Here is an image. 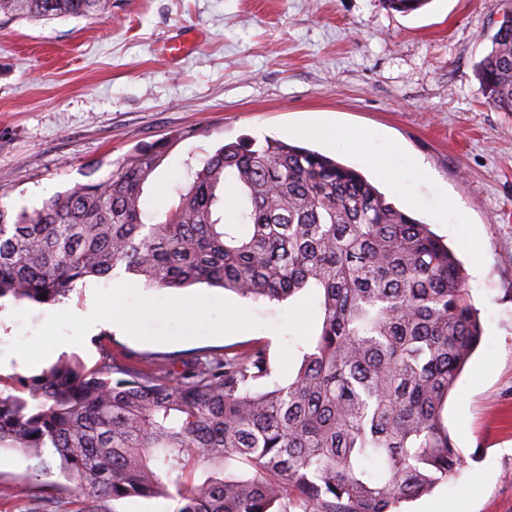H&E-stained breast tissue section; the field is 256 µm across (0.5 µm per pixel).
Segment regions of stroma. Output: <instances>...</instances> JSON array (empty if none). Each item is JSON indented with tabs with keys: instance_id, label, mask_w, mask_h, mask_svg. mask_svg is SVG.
I'll return each mask as SVG.
<instances>
[{
	"instance_id": "1",
	"label": "stroma",
	"mask_w": 512,
	"mask_h": 512,
	"mask_svg": "<svg viewBox=\"0 0 512 512\" xmlns=\"http://www.w3.org/2000/svg\"><path fill=\"white\" fill-rule=\"evenodd\" d=\"M494 0H430L404 15L383 0H112L102 20L0 15V199L32 207L108 175L136 146L188 130L145 190L162 214L187 181L188 155L271 137L336 158L376 180L366 157L397 143L404 176L378 183L455 251L483 340L448 399L465 464L401 512H512V112L485 103L477 65L500 24ZM184 37L181 61L163 54ZM359 127L354 145L334 133ZM122 283L113 299V283ZM203 305L182 311L185 301ZM120 304L123 315L91 324ZM319 323L312 290L252 301L197 284L150 289L137 277L90 279L57 304L0 301V378L62 356L97 367L131 353L188 358L260 340L276 376L293 377ZM0 449V512H85L90 495Z\"/></svg>"
}]
</instances>
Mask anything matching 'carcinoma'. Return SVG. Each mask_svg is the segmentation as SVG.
I'll list each match as a JSON object with an SVG mask.
<instances>
[{
    "label": "carcinoma",
    "mask_w": 512,
    "mask_h": 512,
    "mask_svg": "<svg viewBox=\"0 0 512 512\" xmlns=\"http://www.w3.org/2000/svg\"><path fill=\"white\" fill-rule=\"evenodd\" d=\"M384 3L411 14L428 0ZM109 9L0 0V15L22 19ZM478 80L487 104L512 112L511 26ZM189 136L144 143L30 210L0 201V299L55 304L122 271L149 288L207 283L254 300L316 288L320 329L296 375L279 382L261 341L183 360L177 374L170 357L89 369L70 356L0 388V448L58 466L97 499L169 494L176 512H394L456 476L447 402L482 328L454 251L356 169L274 138L187 160L178 201L147 214L152 175ZM228 174L240 192L231 222Z\"/></svg>",
    "instance_id": "obj_1"
}]
</instances>
